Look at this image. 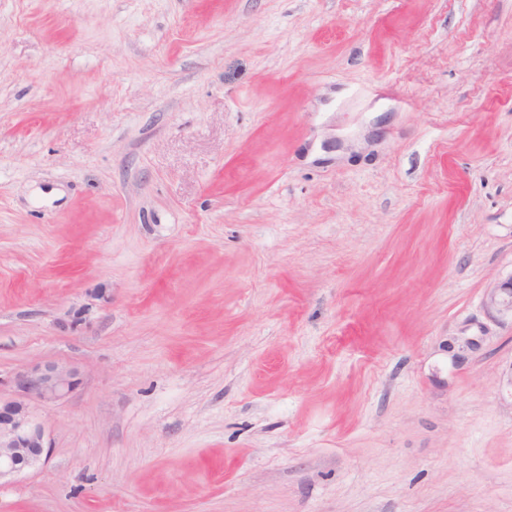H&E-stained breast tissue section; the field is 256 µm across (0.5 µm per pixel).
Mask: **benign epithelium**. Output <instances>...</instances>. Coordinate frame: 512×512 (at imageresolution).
Wrapping results in <instances>:
<instances>
[{"instance_id":"7a95c632","label":"benign epithelium","mask_w":512,"mask_h":512,"mask_svg":"<svg viewBox=\"0 0 512 512\" xmlns=\"http://www.w3.org/2000/svg\"><path fill=\"white\" fill-rule=\"evenodd\" d=\"M483 310L493 323L512 321V276L485 290ZM492 340V329L477 319L458 326L441 343L448 373L459 370ZM15 384L22 395L51 402L72 392L78 382L74 370L50 363L18 375ZM49 452L45 426L29 404L20 399H0V481L39 467Z\"/></svg>"}]
</instances>
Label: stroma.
<instances>
[{
    "label": "stroma",
    "instance_id": "1",
    "mask_svg": "<svg viewBox=\"0 0 512 512\" xmlns=\"http://www.w3.org/2000/svg\"><path fill=\"white\" fill-rule=\"evenodd\" d=\"M512 0H0V512H512ZM482 305L489 321L502 325L510 320L512 325V276L486 288ZM492 329L484 322L470 319L456 328L440 347L447 356V371L453 374L494 338ZM15 384L22 395L51 402L72 392L78 382L74 370L50 363L19 374ZM49 452L45 426L29 404L0 398V482L39 467Z\"/></svg>",
    "mask_w": 512,
    "mask_h": 512
}]
</instances>
